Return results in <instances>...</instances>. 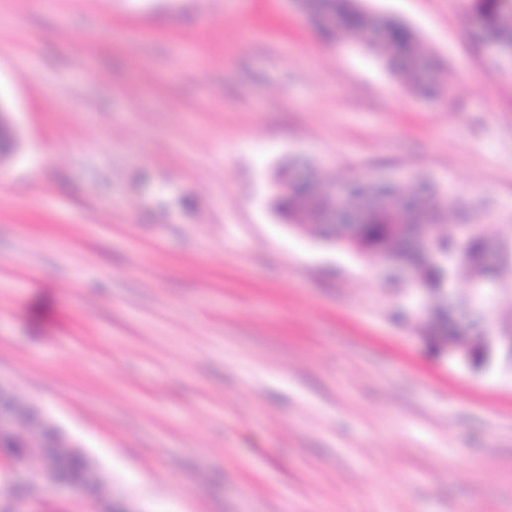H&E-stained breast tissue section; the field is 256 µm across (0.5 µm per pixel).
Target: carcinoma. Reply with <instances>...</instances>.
Returning a JSON list of instances; mask_svg holds the SVG:
<instances>
[{
    "label": "carcinoma",
    "mask_w": 512,
    "mask_h": 512,
    "mask_svg": "<svg viewBox=\"0 0 512 512\" xmlns=\"http://www.w3.org/2000/svg\"><path fill=\"white\" fill-rule=\"evenodd\" d=\"M465 8L475 15L483 29L494 34L504 45H512V0H464ZM323 6L332 16V23H322L319 12L309 18L328 41L341 34H357L361 48L381 61L396 74L415 78L419 94L445 97L447 90L435 78L431 59L417 49V38L412 29L385 16H370L356 0H324ZM300 169L290 165L279 170L271 198L274 211L289 223L308 219L312 229L325 240L340 243L347 238L360 242L363 250L386 260L395 258L411 264L415 276L411 280L413 292L406 300L419 299L431 322L446 323L448 339H465V350L479 349L480 335L457 330L453 311L439 303L445 288L447 273L452 271L470 285L479 280H490L496 287L512 290V235L491 239L485 223L496 220L503 211L481 200L464 202L456 198L425 173H420L404 185H380L370 181L361 170L334 179L318 175L310 183L296 179ZM344 195L345 211L339 212L331 191ZM449 211L459 214V221L447 225L444 233L428 242L414 238L407 229L410 224H443ZM437 248L445 253L447 262L431 264L424 252ZM18 413V435L0 443V456L10 462L28 465L31 449L24 433L38 424L28 412L29 403L12 397ZM47 455L60 476L79 478L86 468L84 459L71 450L48 429L44 430Z\"/></svg>",
    "instance_id": "1"
}]
</instances>
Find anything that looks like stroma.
Instances as JSON below:
<instances>
[{
  "label": "stroma",
  "mask_w": 512,
  "mask_h": 512,
  "mask_svg": "<svg viewBox=\"0 0 512 512\" xmlns=\"http://www.w3.org/2000/svg\"><path fill=\"white\" fill-rule=\"evenodd\" d=\"M363 5L450 103L297 0H0V380L129 512H512V367L270 206L295 162L512 211V62L460 0Z\"/></svg>",
  "instance_id": "35a3bbf8"
}]
</instances>
